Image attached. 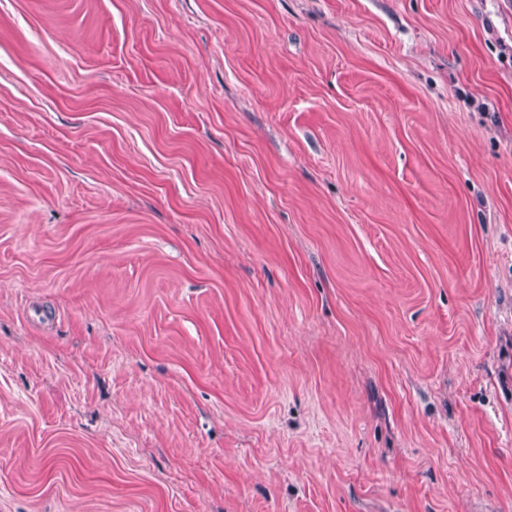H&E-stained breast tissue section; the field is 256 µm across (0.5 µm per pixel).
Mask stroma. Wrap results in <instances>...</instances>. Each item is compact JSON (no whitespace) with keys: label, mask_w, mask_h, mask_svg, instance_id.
<instances>
[{"label":"stroma","mask_w":512,"mask_h":512,"mask_svg":"<svg viewBox=\"0 0 512 512\" xmlns=\"http://www.w3.org/2000/svg\"><path fill=\"white\" fill-rule=\"evenodd\" d=\"M0 512H512V0H0Z\"/></svg>","instance_id":"obj_1"}]
</instances>
